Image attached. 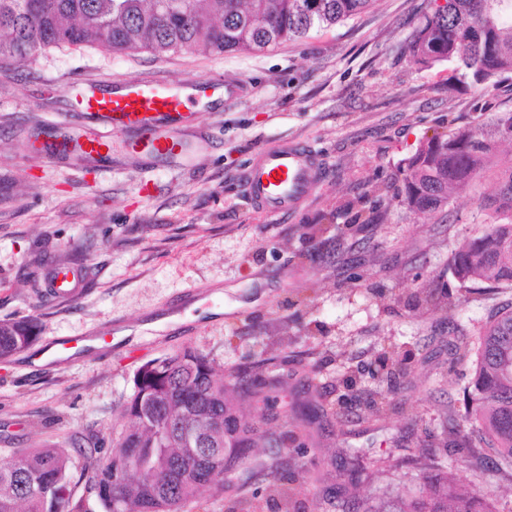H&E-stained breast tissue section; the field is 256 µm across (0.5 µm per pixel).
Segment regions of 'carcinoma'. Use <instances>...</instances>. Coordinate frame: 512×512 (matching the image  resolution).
<instances>
[{"label":"carcinoma","instance_id":"1","mask_svg":"<svg viewBox=\"0 0 512 512\" xmlns=\"http://www.w3.org/2000/svg\"><path fill=\"white\" fill-rule=\"evenodd\" d=\"M372 0H0V62H22L51 50L86 46L106 52H254L299 41L364 12ZM422 66L448 62V85L488 84L512 73V0H448L430 8L407 45ZM512 109L480 128L459 127L428 138L404 162V203L439 211L453 189L484 177L495 183L486 201L493 224L453 251L448 267L461 284L512 289V161L497 145L511 141ZM39 339L31 320L0 321V361ZM474 376L462 419L476 422L495 455L496 472L512 478V307L492 312L478 330ZM246 391L266 414L243 419L232 397ZM278 380L257 381L216 367L185 348L143 364L124 406L131 426L109 445L74 439L82 463L50 444L0 463V512H186L202 489H232L229 474L262 467L257 449L272 446L263 421L276 420ZM408 494L368 499L363 512H512L455 481L427 458Z\"/></svg>","mask_w":512,"mask_h":512}]
</instances>
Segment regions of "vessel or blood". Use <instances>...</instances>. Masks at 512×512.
<instances>
[{
  "mask_svg": "<svg viewBox=\"0 0 512 512\" xmlns=\"http://www.w3.org/2000/svg\"><path fill=\"white\" fill-rule=\"evenodd\" d=\"M192 97H183L153 78L113 80L111 88H92L80 104L85 112L98 116L106 130L99 136L107 142L110 132L134 129L144 148L155 155L175 153L178 139L170 135L173 127L185 125L190 115V99L221 95L224 100L238 98V86L222 77L194 78L188 83ZM320 173V158L315 150L296 142H282L264 149L252 162L246 180L247 193L262 212H282L302 204L311 193ZM75 270L57 268L50 279V291L61 299L75 298L79 290Z\"/></svg>",
  "mask_w": 512,
  "mask_h": 512,
  "instance_id": "b4317fda",
  "label": "vessel or blood"
}]
</instances>
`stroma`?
I'll list each match as a JSON object with an SVG mask.
<instances>
[{
    "mask_svg": "<svg viewBox=\"0 0 512 512\" xmlns=\"http://www.w3.org/2000/svg\"><path fill=\"white\" fill-rule=\"evenodd\" d=\"M429 0H373L364 13L299 42L251 53L50 51L0 63V321L30 318L41 341L110 326L121 341L80 361L0 363V461L33 443L71 449L75 435L109 439L134 375L191 347L225 370L279 382L288 423L295 512H362L368 492L353 467H387L377 487L403 494L411 461L429 452L458 481L512 500V480L489 478L494 457L478 424L458 421L472 357L459 347L512 291L461 287L448 256L491 216L482 180L439 212L400 195L402 160L420 140L484 123L512 108V73L489 87L448 83V63L414 64L408 37ZM220 75L244 96L194 112L188 157L136 151L112 136L88 165L26 151L27 133L80 137L98 130L78 98L112 78L154 77L178 88ZM284 140L324 159L310 197L287 213L251 203L244 176L255 155ZM83 271L81 294L47 297L58 262ZM195 292L201 313L189 320ZM181 316L174 329L148 324ZM279 473L227 497L207 489L194 512L256 503L277 512Z\"/></svg>",
    "mask_w": 512,
    "mask_h": 512,
    "instance_id": "35a3bbf8",
    "label": "stroma"
}]
</instances>
